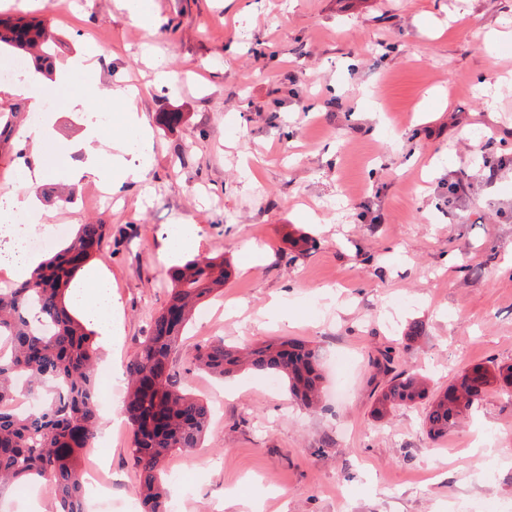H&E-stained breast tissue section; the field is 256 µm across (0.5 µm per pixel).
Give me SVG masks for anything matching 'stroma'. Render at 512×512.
Listing matches in <instances>:
<instances>
[{"label": "stroma", "instance_id": "35a3bbf8", "mask_svg": "<svg viewBox=\"0 0 512 512\" xmlns=\"http://www.w3.org/2000/svg\"><path fill=\"white\" fill-rule=\"evenodd\" d=\"M153 13L148 30L124 0H0V16L60 41L54 65L95 47L100 84L141 88L154 144L146 182L98 208L86 178L59 212L74 232L107 225L91 265L111 283L122 334L99 360L86 454L111 471L112 496L86 497V512L138 499L110 377L125 376L168 299L176 224L196 229L185 258L223 254L231 274L176 355L195 396H226L202 448L165 465L169 512H240L232 494L257 512H512V392L488 386L439 438L426 402L371 414L382 353L434 391L464 367L512 365V40L482 39L512 33V0H157ZM157 63L171 88H151ZM169 112L182 122L166 123ZM85 120L61 111L39 160L44 186L78 164L66 144ZM29 128L18 119L0 144V185L21 187ZM277 336L335 354L317 408L277 374L218 379L196 366L201 345Z\"/></svg>", "mask_w": 512, "mask_h": 512}]
</instances>
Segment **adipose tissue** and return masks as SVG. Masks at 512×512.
Wrapping results in <instances>:
<instances>
[{"label":"adipose tissue","instance_id":"1","mask_svg":"<svg viewBox=\"0 0 512 512\" xmlns=\"http://www.w3.org/2000/svg\"><path fill=\"white\" fill-rule=\"evenodd\" d=\"M96 53L85 52L75 56L64 67L54 70L50 79L44 80L43 85L49 91L65 92L69 111L86 112L90 109L92 96L104 95L105 90L94 87L87 91L77 85L79 75L89 73L96 68ZM127 125L138 138L141 150V163L135 168H125L114 171L112 166L102 163L101 157L94 147L104 133L105 127L99 121L87 120L80 136L73 140L74 150L83 154L78 165L67 171V182L79 183L83 176L90 175L96 178L103 187H111L115 177H122L134 182L143 181L148 171V161L152 151V142L149 131L136 112H128ZM40 177H27L25 184L26 193L20 194L15 189H5L4 195L9 201V209L12 213L23 215L33 219L36 223L48 226L54 223L56 211L53 208L40 204L37 199ZM70 303L78 311L81 320L88 326L94 327L100 332V341L104 349H112L118 343L119 337L113 328L112 322V294L108 280L94 270H83L82 280L72 287Z\"/></svg>","mask_w":512,"mask_h":512}]
</instances>
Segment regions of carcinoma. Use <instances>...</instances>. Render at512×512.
I'll return each mask as SVG.
<instances>
[{
	"instance_id": "cac0c4a2",
	"label": "carcinoma",
	"mask_w": 512,
	"mask_h": 512,
	"mask_svg": "<svg viewBox=\"0 0 512 512\" xmlns=\"http://www.w3.org/2000/svg\"><path fill=\"white\" fill-rule=\"evenodd\" d=\"M33 56L34 68L51 71V39L41 24L0 18V47ZM104 224H84L29 278L0 290V495L13 483L37 476L59 504V512H84L80 458L97 435L94 392L97 351L89 329L66 305L65 291L94 254L106 244ZM224 257L199 256L171 271L166 306L129 361L125 406L132 426L130 455L138 471L144 512H165L162 467L174 450L201 445L210 420L208 404L186 392V377L173 360L194 306L224 287ZM196 361L213 375L231 376L247 366L279 373L292 397L308 407L321 396L318 348L288 338L253 347L219 341L200 348ZM27 378L34 406L13 408L15 378ZM494 382L512 387V365L490 371L463 370L443 392L428 398V379L418 373L393 376L377 395L372 414L429 400L428 432L450 433L471 414Z\"/></svg>"
}]
</instances>
